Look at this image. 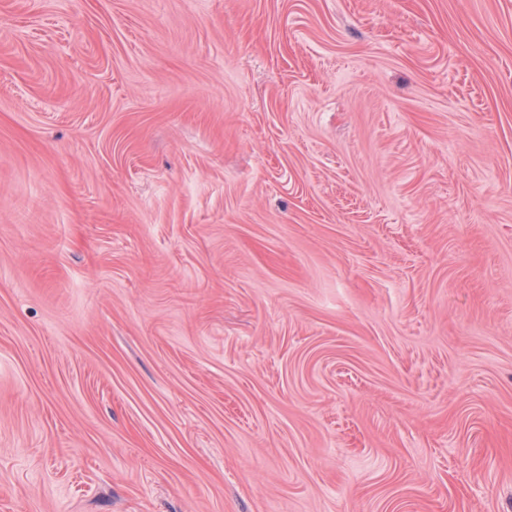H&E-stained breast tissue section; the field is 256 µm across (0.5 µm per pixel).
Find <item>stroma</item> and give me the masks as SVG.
Returning <instances> with one entry per match:
<instances>
[{"instance_id": "35a3bbf8", "label": "stroma", "mask_w": 512, "mask_h": 512, "mask_svg": "<svg viewBox=\"0 0 512 512\" xmlns=\"http://www.w3.org/2000/svg\"><path fill=\"white\" fill-rule=\"evenodd\" d=\"M0 512H512V0H0Z\"/></svg>"}]
</instances>
